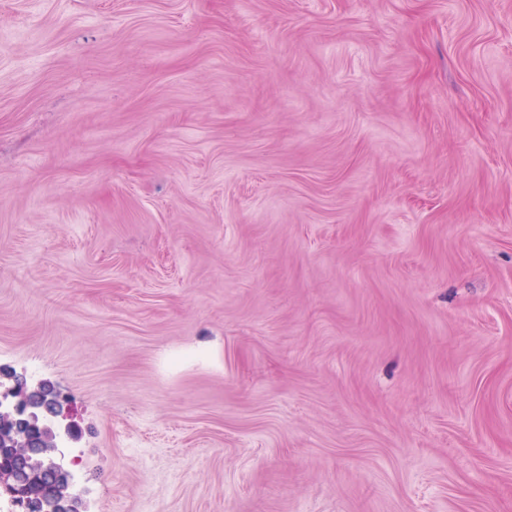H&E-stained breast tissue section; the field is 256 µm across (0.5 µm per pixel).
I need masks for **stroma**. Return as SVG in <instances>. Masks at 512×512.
<instances>
[{
    "label": "stroma",
    "mask_w": 512,
    "mask_h": 512,
    "mask_svg": "<svg viewBox=\"0 0 512 512\" xmlns=\"http://www.w3.org/2000/svg\"><path fill=\"white\" fill-rule=\"evenodd\" d=\"M85 512H512V0H0V375Z\"/></svg>",
    "instance_id": "35a3bbf8"
}]
</instances>
